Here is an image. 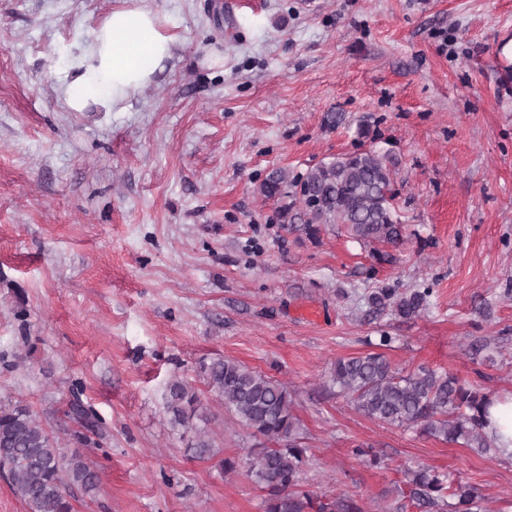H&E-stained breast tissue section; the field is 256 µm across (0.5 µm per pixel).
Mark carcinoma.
Wrapping results in <instances>:
<instances>
[{
    "instance_id": "1",
    "label": "carcinoma",
    "mask_w": 512,
    "mask_h": 512,
    "mask_svg": "<svg viewBox=\"0 0 512 512\" xmlns=\"http://www.w3.org/2000/svg\"><path fill=\"white\" fill-rule=\"evenodd\" d=\"M392 170L384 156L364 150L319 163L298 180L288 173H271L260 187L267 198L289 197L280 207V222L303 221L310 233L320 224H342L361 241L398 244L402 224L394 217ZM428 292L395 288L373 290L367 303L373 310H389L416 317L427 305ZM199 373L210 392L224 404L236 423L254 439L243 458H225L222 470L242 467L266 492L265 512H365L347 494H314L301 489L307 448L306 433L294 414L287 385L230 358L201 362ZM330 386L365 416L442 441L497 455L502 448L488 431L493 400L478 388L450 373L429 368L404 372L380 354L337 359L327 375ZM167 409L175 426L192 433L190 447L199 456L214 455L197 422L207 420L195 389L175 380L168 388ZM69 415L79 424L71 434L75 447L65 456L55 438L35 420L28 407L0 403V472L29 512H73L70 489L96 488L99 474L79 449L94 444L101 420L79 399ZM404 488L396 512H488L485 498L471 485L450 483L448 477L424 466L401 469Z\"/></svg>"
}]
</instances>
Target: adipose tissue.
Returning <instances> with one entry per match:
<instances>
[{"label": "adipose tissue", "mask_w": 512, "mask_h": 512, "mask_svg": "<svg viewBox=\"0 0 512 512\" xmlns=\"http://www.w3.org/2000/svg\"><path fill=\"white\" fill-rule=\"evenodd\" d=\"M176 42L144 0H121L94 28L76 72L64 77L69 108L82 112L92 104L120 107L171 59Z\"/></svg>", "instance_id": "adipose-tissue-1"}]
</instances>
